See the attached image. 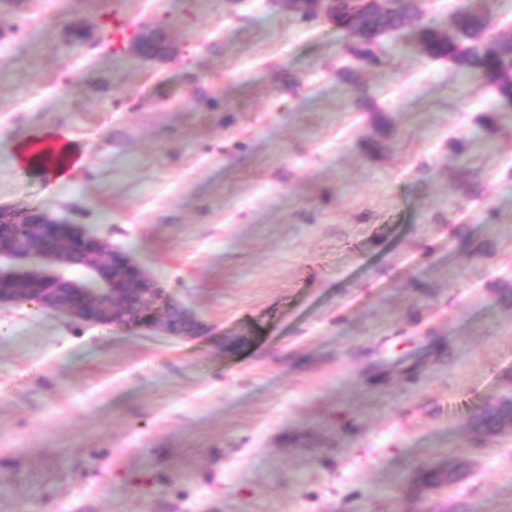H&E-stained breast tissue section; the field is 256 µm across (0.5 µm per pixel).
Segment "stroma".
<instances>
[{"mask_svg": "<svg viewBox=\"0 0 512 512\" xmlns=\"http://www.w3.org/2000/svg\"><path fill=\"white\" fill-rule=\"evenodd\" d=\"M410 38L359 65L288 0H0V138L84 156L53 192L0 162V205L132 248L212 328L0 307V512H512V433L471 429L512 398V106ZM110 26L112 28V52L114 54L122 53L129 38L130 24L123 14L112 9ZM427 487H437L443 484H453L459 480L458 468L448 462V466L438 464L425 472L422 476Z\"/></svg>", "mask_w": 512, "mask_h": 512, "instance_id": "obj_1", "label": "stroma"}]
</instances>
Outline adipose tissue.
Returning a JSON list of instances; mask_svg holds the SVG:
<instances>
[{"mask_svg": "<svg viewBox=\"0 0 512 512\" xmlns=\"http://www.w3.org/2000/svg\"><path fill=\"white\" fill-rule=\"evenodd\" d=\"M41 150L50 156L42 172L54 186L64 183L71 167L82 161L78 148L61 128L39 129L16 139L0 140V154H6L16 166H31Z\"/></svg>", "mask_w": 512, "mask_h": 512, "instance_id": "adipose-tissue-1", "label": "adipose tissue"}]
</instances>
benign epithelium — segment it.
<instances>
[{"label": "benign epithelium", "instance_id": "1", "mask_svg": "<svg viewBox=\"0 0 512 512\" xmlns=\"http://www.w3.org/2000/svg\"><path fill=\"white\" fill-rule=\"evenodd\" d=\"M85 277L102 283L100 294H87ZM169 299L147 267L107 238L44 213L0 207V306L35 304L80 323L173 336ZM180 311L193 324L188 338L210 335L195 311Z\"/></svg>", "mask_w": 512, "mask_h": 512}]
</instances>
